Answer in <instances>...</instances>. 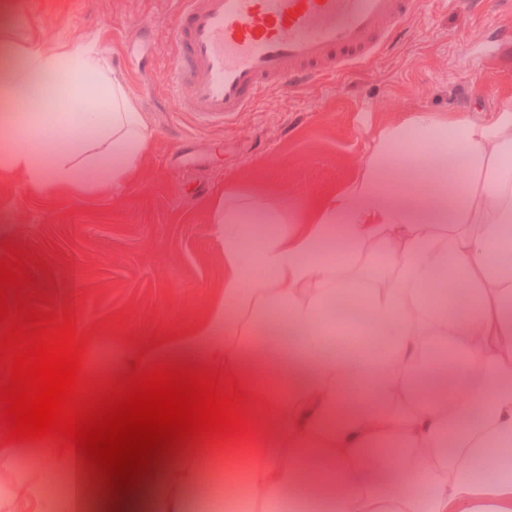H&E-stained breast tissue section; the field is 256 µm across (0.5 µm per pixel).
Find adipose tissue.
Instances as JSON below:
<instances>
[{
    "label": "adipose tissue",
    "instance_id": "adipose-tissue-1",
    "mask_svg": "<svg viewBox=\"0 0 512 512\" xmlns=\"http://www.w3.org/2000/svg\"><path fill=\"white\" fill-rule=\"evenodd\" d=\"M42 91L77 146L11 148L30 117L0 143V176L71 194L127 182L147 135L106 54L0 56L1 98ZM245 231L225 213L224 300L177 356L237 379L250 433L225 439L206 482L161 462L113 512H193V488L247 512H512V102L489 123L395 125L306 225L276 220L256 246ZM335 299L383 345L335 325Z\"/></svg>",
    "mask_w": 512,
    "mask_h": 512
}]
</instances>
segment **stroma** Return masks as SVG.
<instances>
[{"label": "stroma", "mask_w": 512, "mask_h": 512, "mask_svg": "<svg viewBox=\"0 0 512 512\" xmlns=\"http://www.w3.org/2000/svg\"><path fill=\"white\" fill-rule=\"evenodd\" d=\"M165 9L163 0H0V49L96 43L150 134L131 182L109 196L63 198L0 181V243L38 259L31 273L48 296L40 309L72 313L90 377L129 372L146 347L168 360L206 320L224 295L225 209L301 223L364 177L390 126L421 113L486 121L512 101V68L491 57L505 11L416 0L409 40L385 58L333 88L272 91L219 132L180 110L169 48L148 38ZM180 133L197 162L187 172L163 163ZM106 346L114 357L94 360ZM28 453L70 465L46 438L0 445V467Z\"/></svg>", "instance_id": "stroma-1"}]
</instances>
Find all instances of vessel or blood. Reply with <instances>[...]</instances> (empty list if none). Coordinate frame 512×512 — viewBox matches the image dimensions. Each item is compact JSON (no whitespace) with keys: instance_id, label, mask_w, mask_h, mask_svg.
Wrapping results in <instances>:
<instances>
[{"instance_id":"obj_1","label":"vessel or blood","mask_w":512,"mask_h":512,"mask_svg":"<svg viewBox=\"0 0 512 512\" xmlns=\"http://www.w3.org/2000/svg\"><path fill=\"white\" fill-rule=\"evenodd\" d=\"M151 26L166 40L183 111L223 129L288 85H338L406 34L413 0H165ZM493 59L512 66V24L496 29Z\"/></svg>"}]
</instances>
